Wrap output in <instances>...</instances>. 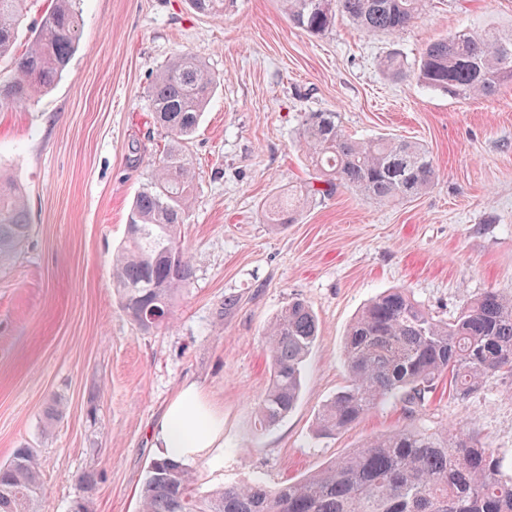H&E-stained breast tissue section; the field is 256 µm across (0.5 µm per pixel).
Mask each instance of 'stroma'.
Here are the masks:
<instances>
[{
    "mask_svg": "<svg viewBox=\"0 0 512 512\" xmlns=\"http://www.w3.org/2000/svg\"><path fill=\"white\" fill-rule=\"evenodd\" d=\"M79 8L83 35L62 76L34 100L0 107V173L24 188L31 223L0 269V462L35 450L39 512H70L89 472L98 476L90 512H137L160 454L152 432L190 382L224 417L223 448L189 463L204 491L295 481L407 425L403 404L389 402L335 437L315 432L347 380L346 330L374 296L402 286L445 318L484 291L512 294V83L454 98L391 80L380 63L393 52L415 62L451 31L512 27V0H426L396 38L344 20L310 35L291 26L282 0H234L221 17L189 0ZM181 51L218 78L187 146L195 180L181 238L195 271L170 323L145 333L122 309L112 254L168 143L151 87ZM317 110L339 113L358 137L423 144L434 187L396 205L341 189L298 223H263V208L312 177L298 129ZM296 299L315 312L319 336L296 407L263 429V332ZM417 421L475 432L511 456L512 379L489 378L465 400L438 384Z\"/></svg>",
    "mask_w": 512,
    "mask_h": 512,
    "instance_id": "35a3bbf8",
    "label": "stroma"
}]
</instances>
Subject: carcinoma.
<instances>
[{"label":"carcinoma","mask_w":512,"mask_h":512,"mask_svg":"<svg viewBox=\"0 0 512 512\" xmlns=\"http://www.w3.org/2000/svg\"><path fill=\"white\" fill-rule=\"evenodd\" d=\"M234 0H190L198 13L224 16ZM294 27L320 35L345 18L366 35L399 36L421 15L425 0H283ZM24 0H0V58L12 53L24 19ZM83 33L77 0H54L29 47L0 81V105L34 98L67 67ZM386 76L414 82L451 97H490L512 82V30L470 28L425 46L409 64L398 53L383 59ZM216 75L182 51L152 84L156 123L170 147L153 159V177L136 195L126 235L112 258L113 286L129 318L142 330L162 327L172 301L193 280L194 259L181 243V225L192 203V165L185 154ZM300 145L314 180L288 190L263 211L267 224H295L301 208L339 189L378 204L416 198L435 184L437 171L420 143L396 137L354 138L337 112H306ZM31 231L20 187L0 177V266L22 248ZM319 333L309 305L288 304L264 332L270 384L258 404L260 427L295 407L307 356ZM347 381L323 404L316 433L328 438L393 399L418 412L434 385L463 400L487 379L512 378V295L487 290L442 319L405 288L370 300L349 325L344 341ZM87 473L72 512H89ZM43 495L37 456L17 448L0 464V512H35ZM139 512H512V458L478 436L453 427L410 425L368 440L301 480L277 487L243 483L203 491L182 461L151 462Z\"/></svg>","instance_id":"1"}]
</instances>
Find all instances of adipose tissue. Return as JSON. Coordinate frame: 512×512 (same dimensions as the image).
Returning a JSON list of instances; mask_svg holds the SVG:
<instances>
[{"label": "adipose tissue", "instance_id": "adipose-tissue-1", "mask_svg": "<svg viewBox=\"0 0 512 512\" xmlns=\"http://www.w3.org/2000/svg\"><path fill=\"white\" fill-rule=\"evenodd\" d=\"M223 435V416L190 383L168 405L156 430V442L164 456L185 462L212 453Z\"/></svg>", "mask_w": 512, "mask_h": 512}]
</instances>
